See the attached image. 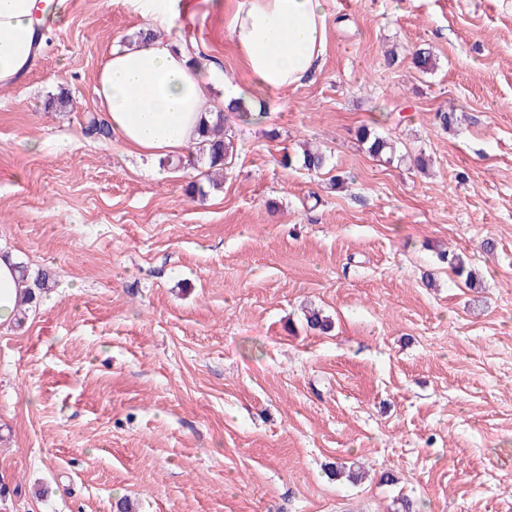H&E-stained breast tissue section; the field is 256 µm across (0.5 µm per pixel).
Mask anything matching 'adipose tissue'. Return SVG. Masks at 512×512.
I'll return each mask as SVG.
<instances>
[{
  "label": "adipose tissue",
  "instance_id": "obj_1",
  "mask_svg": "<svg viewBox=\"0 0 512 512\" xmlns=\"http://www.w3.org/2000/svg\"><path fill=\"white\" fill-rule=\"evenodd\" d=\"M36 0H0V82L22 74L36 50ZM150 22L144 37L111 50L98 75L96 95L113 135L129 153L150 157L189 149L203 118L206 89L221 77L203 71L176 49L180 0H135ZM325 0H239L230 36L255 81L282 89L302 84L316 70L326 42ZM27 288L13 254L0 252V328L16 320Z\"/></svg>",
  "mask_w": 512,
  "mask_h": 512
}]
</instances>
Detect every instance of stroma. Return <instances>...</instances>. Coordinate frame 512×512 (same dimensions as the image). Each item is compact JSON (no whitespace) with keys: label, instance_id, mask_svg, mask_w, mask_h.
Instances as JSON below:
<instances>
[{"label":"stroma","instance_id":"35a3bbf8","mask_svg":"<svg viewBox=\"0 0 512 512\" xmlns=\"http://www.w3.org/2000/svg\"><path fill=\"white\" fill-rule=\"evenodd\" d=\"M187 3L179 42L264 107L229 115L205 197V162L84 133L148 25L130 0H66L0 86V248L56 282L0 330V512H512V0H326L319 69L279 90L231 39L237 0ZM305 142L324 170L279 166Z\"/></svg>","mask_w":512,"mask_h":512}]
</instances>
